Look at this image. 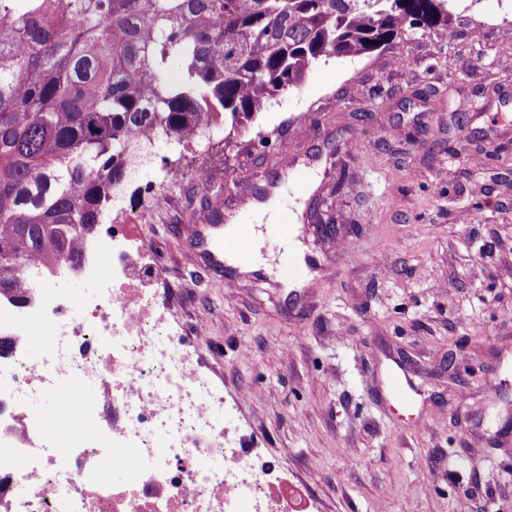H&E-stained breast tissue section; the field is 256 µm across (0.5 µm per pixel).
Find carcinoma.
Wrapping results in <instances>:
<instances>
[{
    "label": "carcinoma",
    "instance_id": "1",
    "mask_svg": "<svg viewBox=\"0 0 512 512\" xmlns=\"http://www.w3.org/2000/svg\"><path fill=\"white\" fill-rule=\"evenodd\" d=\"M448 2L0 0V294L24 260H78L133 133L234 128L323 60L448 32Z\"/></svg>",
    "mask_w": 512,
    "mask_h": 512
}]
</instances>
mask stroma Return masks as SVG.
<instances>
[{
	"mask_svg": "<svg viewBox=\"0 0 512 512\" xmlns=\"http://www.w3.org/2000/svg\"><path fill=\"white\" fill-rule=\"evenodd\" d=\"M151 153L124 187L138 232L292 492L321 512H512V0H454L450 33L329 58L229 138ZM200 167L210 182L189 177ZM261 174L280 210L333 204L349 252L298 236L330 257L314 287L281 285L269 236L261 281L199 270L175 244L184 223L245 212L233 183Z\"/></svg>",
	"mask_w": 512,
	"mask_h": 512,
	"instance_id": "35a3bbf8",
	"label": "stroma"
}]
</instances>
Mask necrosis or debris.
I'll list each match as a JSON object with an SVG mask.
<instances>
[{
	"label": "necrosis or debris",
	"instance_id": "4bbe7bcc",
	"mask_svg": "<svg viewBox=\"0 0 512 512\" xmlns=\"http://www.w3.org/2000/svg\"><path fill=\"white\" fill-rule=\"evenodd\" d=\"M124 223L84 235L78 264L31 262L0 297V512H295L276 462L247 447L233 401L141 273L152 248ZM94 276L74 295L70 281ZM70 399L90 435L58 447Z\"/></svg>",
	"mask_w": 512,
	"mask_h": 512
}]
</instances>
